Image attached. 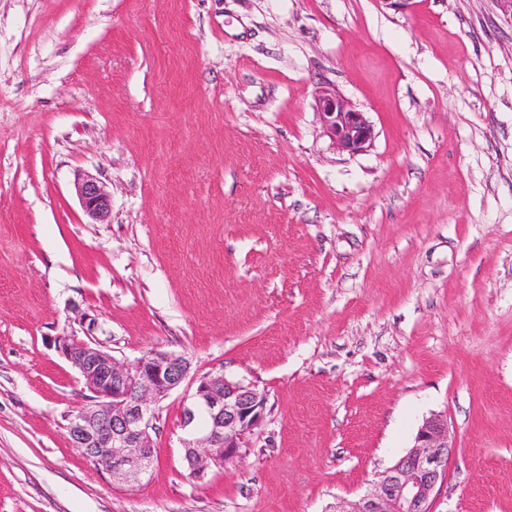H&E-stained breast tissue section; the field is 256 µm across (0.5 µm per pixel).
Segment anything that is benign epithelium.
I'll use <instances>...</instances> for the list:
<instances>
[{"label":"benign epithelium","instance_id":"obj_1","mask_svg":"<svg viewBox=\"0 0 512 512\" xmlns=\"http://www.w3.org/2000/svg\"><path fill=\"white\" fill-rule=\"evenodd\" d=\"M316 111L338 148L355 153L370 145L371 121L335 90H320ZM79 195L91 218L108 212L110 199L95 178L83 180ZM54 343L94 395V403L69 423L73 447L112 478L129 487L141 485L154 464L151 432L156 430L157 407L190 378L191 360L154 348L129 364L73 336H57ZM192 385L184 398L181 427L195 430L201 413L207 422L201 434L183 441V461L191 477L202 479L211 465L239 456L246 434L264 417L267 399L255 387L229 381L222 373L196 377ZM453 448L447 420L441 415L426 419L411 450L379 474L373 489L349 512H434L437 486Z\"/></svg>","mask_w":512,"mask_h":512}]
</instances>
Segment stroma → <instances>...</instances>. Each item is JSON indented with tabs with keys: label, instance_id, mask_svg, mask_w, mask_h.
<instances>
[{
	"label": "stroma",
	"instance_id": "35a3bbf8",
	"mask_svg": "<svg viewBox=\"0 0 512 512\" xmlns=\"http://www.w3.org/2000/svg\"><path fill=\"white\" fill-rule=\"evenodd\" d=\"M324 87L375 138L339 150ZM110 198L90 219L76 186ZM264 392L204 480L184 389L129 489L54 339ZM456 439L435 512H512V25L494 0H0V512H334Z\"/></svg>",
	"mask_w": 512,
	"mask_h": 512
}]
</instances>
